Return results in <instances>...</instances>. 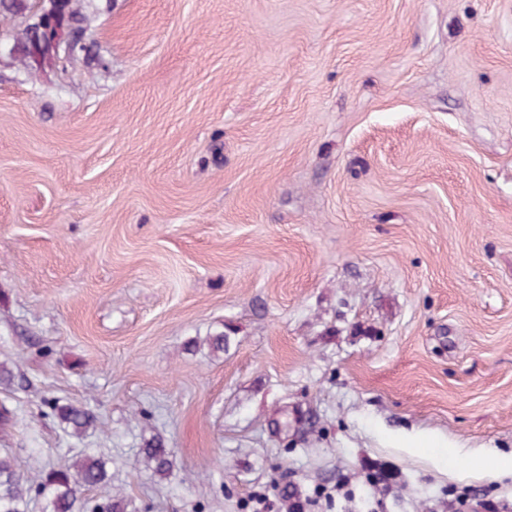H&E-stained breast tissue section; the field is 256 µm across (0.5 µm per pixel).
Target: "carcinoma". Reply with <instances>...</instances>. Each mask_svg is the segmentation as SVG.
Listing matches in <instances>:
<instances>
[{"label": "carcinoma", "mask_w": 512, "mask_h": 512, "mask_svg": "<svg viewBox=\"0 0 512 512\" xmlns=\"http://www.w3.org/2000/svg\"><path fill=\"white\" fill-rule=\"evenodd\" d=\"M67 16L69 36L78 44L84 42L83 15L69 5ZM50 409V416L72 437L82 438L96 428V416L83 406L55 400ZM140 455L145 469L155 477L166 478L174 467L171 451L158 438L146 441ZM108 479L107 461L90 448L66 466L47 469L36 464L26 471L12 453L0 452V512H28L32 492L41 498L43 512H127V500L120 496L88 510L85 492Z\"/></svg>", "instance_id": "cac0c4a2"}]
</instances>
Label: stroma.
<instances>
[{"label":"stroma","mask_w":512,"mask_h":512,"mask_svg":"<svg viewBox=\"0 0 512 512\" xmlns=\"http://www.w3.org/2000/svg\"><path fill=\"white\" fill-rule=\"evenodd\" d=\"M73 4L64 78L31 10L0 21V362L27 379L0 448L94 449L89 498L127 512H247L278 476L360 512L367 458L388 512L512 498V0ZM50 409L47 415L56 419L71 437L83 438L89 430L96 428V416L83 406L54 400L50 403ZM141 463L154 477L167 478L174 467L171 451L164 448L159 438L146 441L140 449Z\"/></svg>","instance_id":"obj_1"}]
</instances>
